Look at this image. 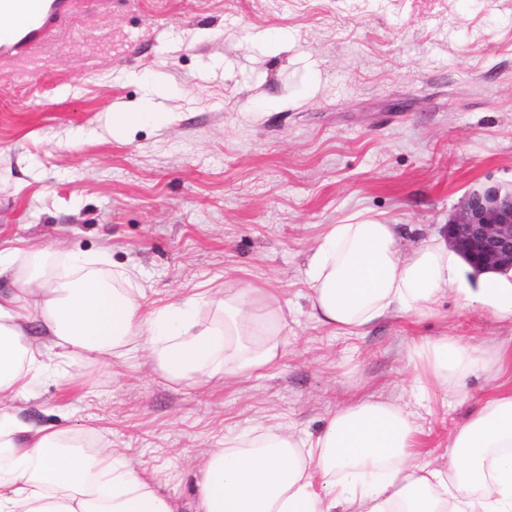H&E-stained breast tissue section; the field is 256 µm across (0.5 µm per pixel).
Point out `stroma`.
Here are the masks:
<instances>
[{
    "instance_id": "stroma-1",
    "label": "stroma",
    "mask_w": 512,
    "mask_h": 512,
    "mask_svg": "<svg viewBox=\"0 0 512 512\" xmlns=\"http://www.w3.org/2000/svg\"><path fill=\"white\" fill-rule=\"evenodd\" d=\"M152 96L167 119L113 130ZM512 183V0H79L21 58L0 61V239L136 265L146 307L251 281L288 304L285 354L248 379L171 384L145 353L46 377L19 402L38 426L102 437L190 501L194 466L226 436L318 433L353 399L419 417L433 467L495 382L419 397L414 336L494 345L512 323L460 309L317 325L302 269L326 224L447 223L482 182Z\"/></svg>"
}]
</instances>
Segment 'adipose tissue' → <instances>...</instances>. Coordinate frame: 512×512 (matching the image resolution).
<instances>
[{
  "mask_svg": "<svg viewBox=\"0 0 512 512\" xmlns=\"http://www.w3.org/2000/svg\"><path fill=\"white\" fill-rule=\"evenodd\" d=\"M413 224L365 220L325 225L303 271L310 314L356 335L395 315L426 316L448 295L463 309L512 323V270L468 276L443 232L412 251ZM24 268H17L20 256ZM107 253L0 246V512H182L155 476L123 465L107 446L19 419L13 402L32 382H71L70 361L143 351L173 384L261 374L283 356L285 306L246 284L221 297L191 294L143 313L135 266ZM215 309L211 321L197 311ZM512 361L458 336L413 338L407 363L421 393L447 397L459 381ZM420 425L390 396L336 408L317 436L266 427L225 437L197 464L193 512H512V390L492 393L453 435L448 465L431 467Z\"/></svg>",
  "mask_w": 512,
  "mask_h": 512,
  "instance_id": "adipose-tissue-1",
  "label": "adipose tissue"
}]
</instances>
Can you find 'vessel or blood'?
Wrapping results in <instances>:
<instances>
[{"label":"vessel or blood","instance_id":"b4317fda","mask_svg":"<svg viewBox=\"0 0 512 512\" xmlns=\"http://www.w3.org/2000/svg\"><path fill=\"white\" fill-rule=\"evenodd\" d=\"M75 0H0V14L11 17L0 29V59L21 55L44 41L73 11Z\"/></svg>","mask_w":512,"mask_h":512}]
</instances>
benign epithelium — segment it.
<instances>
[{
  "mask_svg": "<svg viewBox=\"0 0 512 512\" xmlns=\"http://www.w3.org/2000/svg\"><path fill=\"white\" fill-rule=\"evenodd\" d=\"M444 232L474 272L512 269V184L485 182L470 189Z\"/></svg>",
  "mask_w": 512,
  "mask_h": 512,
  "instance_id": "benign-epithelium-1",
  "label": "benign epithelium"
}]
</instances>
